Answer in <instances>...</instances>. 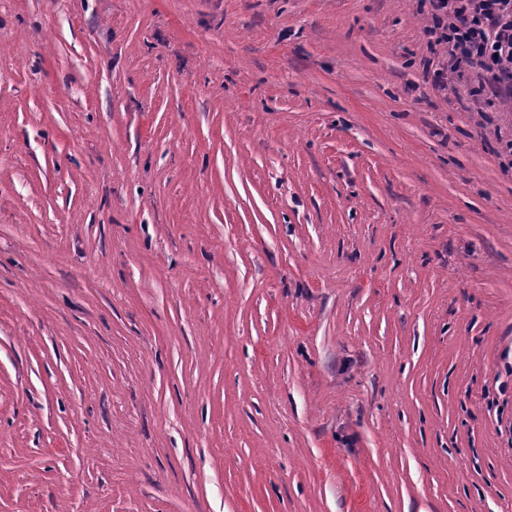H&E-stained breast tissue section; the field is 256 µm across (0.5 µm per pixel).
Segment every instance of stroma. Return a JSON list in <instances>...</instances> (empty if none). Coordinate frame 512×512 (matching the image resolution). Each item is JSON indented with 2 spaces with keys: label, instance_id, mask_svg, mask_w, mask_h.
<instances>
[{
  "label": "stroma",
  "instance_id": "1",
  "mask_svg": "<svg viewBox=\"0 0 512 512\" xmlns=\"http://www.w3.org/2000/svg\"><path fill=\"white\" fill-rule=\"evenodd\" d=\"M420 0H0V512H512V102Z\"/></svg>",
  "mask_w": 512,
  "mask_h": 512
}]
</instances>
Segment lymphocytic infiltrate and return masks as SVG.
I'll return each mask as SVG.
<instances>
[{"label":"lymphocytic infiltrate","mask_w":512,"mask_h":512,"mask_svg":"<svg viewBox=\"0 0 512 512\" xmlns=\"http://www.w3.org/2000/svg\"><path fill=\"white\" fill-rule=\"evenodd\" d=\"M427 46L437 63L426 74L435 88L476 71L467 89L484 110L512 98V0H428Z\"/></svg>","instance_id":"f902f5d3"}]
</instances>
